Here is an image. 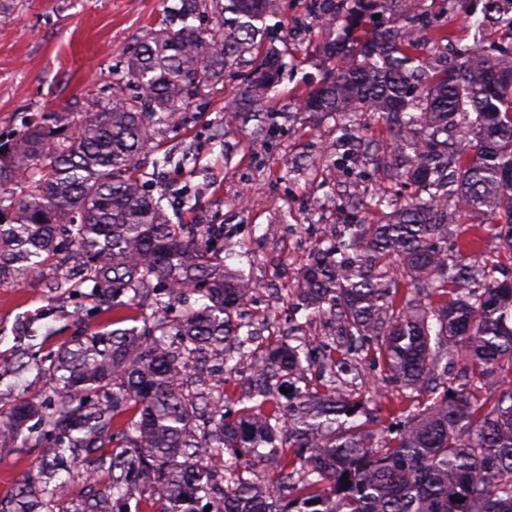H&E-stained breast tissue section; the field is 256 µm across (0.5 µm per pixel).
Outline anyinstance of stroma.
<instances>
[{
  "label": "stroma",
  "mask_w": 512,
  "mask_h": 512,
  "mask_svg": "<svg viewBox=\"0 0 512 512\" xmlns=\"http://www.w3.org/2000/svg\"><path fill=\"white\" fill-rule=\"evenodd\" d=\"M15 13L0 20V137L8 139L40 113L97 96L129 94L120 80L126 52L161 17L167 0H18ZM311 0H278L281 28L275 46L285 66L266 103L274 130L256 136L254 123L238 114L247 62L228 68L224 79L189 107L182 123L162 127L143 164L163 153L194 157L189 166L169 165L154 175L167 195L169 214L187 224H220L247 256L230 259L256 286L241 314L263 340L300 334L320 341L328 329L296 308L293 289L301 267L325 227L342 228L378 213L350 205L352 196L375 188L373 167L356 145L385 141L390 134L371 112L357 113L347 138L355 148L343 156L331 151L337 138L334 116L300 114L299 104L323 77L318 49L336 37L325 16L312 13ZM223 138H216V128ZM66 276L56 263L40 273L0 277V406L18 394L50 406L47 378L29 363L56 352L80 336L113 328L112 310L92 283L77 290L60 287ZM43 431L31 420L29 443L0 445V468L11 479L0 482V508L14 512L15 496L38 484L27 477L41 460L33 440Z\"/></svg>",
  "instance_id": "1"
}]
</instances>
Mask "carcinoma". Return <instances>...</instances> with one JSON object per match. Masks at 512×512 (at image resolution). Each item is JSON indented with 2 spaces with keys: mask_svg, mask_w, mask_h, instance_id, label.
Here are the masks:
<instances>
[{
  "mask_svg": "<svg viewBox=\"0 0 512 512\" xmlns=\"http://www.w3.org/2000/svg\"><path fill=\"white\" fill-rule=\"evenodd\" d=\"M276 2L179 0L124 60L131 94L78 101L0 143V210L14 213L0 223V275L41 271L59 257L62 230L66 259L86 260L103 300L129 297L143 322L119 327L130 317L115 306L116 329L33 364L55 398L35 446L56 459L84 449L89 478L107 475L112 500L136 495L149 512H512V282L462 244H438L476 216L512 252V52L485 46L490 35L512 46V0H461L482 4L465 45L415 10L420 0H402L400 27L369 26L388 0H343L341 31L320 50L324 77L300 107L342 120L370 110L391 133L362 143L380 173L373 203L387 209L383 220L318 243L297 285L309 316L330 319L321 366L370 358L408 391V406L377 428L379 387L354 396L333 380L316 391L295 385L311 341L280 340L249 364L253 337L234 316L254 287L224 264L236 254L224 225L175 222L166 196L144 189L140 156L156 125L183 119L279 28L268 23ZM201 12L213 15L204 30L189 23ZM423 42L435 54L455 48L454 61L431 68L418 55ZM281 68L264 54L245 100L262 103ZM394 183L412 193L393 197ZM191 293L201 304L168 319ZM202 352L237 376L238 399L226 379L208 383ZM455 363L468 381L448 378ZM41 409L19 396L0 411V443L16 441ZM115 441L123 451L114 455ZM65 497V485L48 481L40 508L66 512Z\"/></svg>",
  "mask_w": 512,
  "mask_h": 512,
  "instance_id": "carcinoma-1",
  "label": "carcinoma"
}]
</instances>
